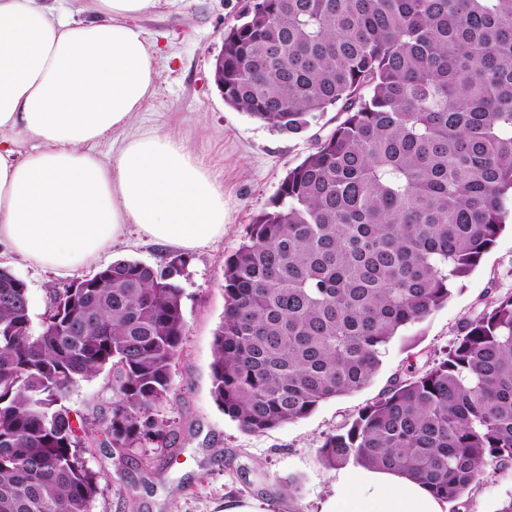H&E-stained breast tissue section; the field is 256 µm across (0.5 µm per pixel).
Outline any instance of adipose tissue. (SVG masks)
<instances>
[{"label": "adipose tissue", "mask_w": 512, "mask_h": 512, "mask_svg": "<svg viewBox=\"0 0 512 512\" xmlns=\"http://www.w3.org/2000/svg\"><path fill=\"white\" fill-rule=\"evenodd\" d=\"M155 0H92L63 21L43 0H0V252L69 278L129 229L192 250L224 235V190L170 132L127 135L152 93L154 58L131 16ZM126 133L115 161L89 151ZM421 483L341 473L319 512H447Z\"/></svg>", "instance_id": "adipose-tissue-1"}]
</instances>
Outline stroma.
Returning <instances> with one entry per match:
<instances>
[{
  "label": "stroma",
  "mask_w": 512,
  "mask_h": 512,
  "mask_svg": "<svg viewBox=\"0 0 512 512\" xmlns=\"http://www.w3.org/2000/svg\"><path fill=\"white\" fill-rule=\"evenodd\" d=\"M241 5L242 0H157L154 9L131 19L143 30L156 67L154 90L134 125L169 131L188 143L224 187L226 221L222 238L188 252L180 281L184 352L173 370L171 398L158 409L178 452L170 457L151 447L135 448L118 461L100 448V435H93L85 455L100 474L93 512H224L225 499L246 495H285L289 512H317L336 489L335 470L325 468L318 456L325 437L378 399L409 365L441 359L460 324L487 299L512 293V231L507 229L447 305L387 345L379 371L362 389L259 434L244 432L224 415L211 395L214 331L224 314V262L256 216L268 209L287 170L312 151L316 136L336 125L330 111L307 130L288 135L225 104L213 80V62ZM171 254L133 234L113 245L105 260L157 266ZM9 266L26 281L32 317L40 319L50 289L61 286V279L29 261L13 259ZM509 498L512 467L490 470L448 512H496Z\"/></svg>",
  "instance_id": "35a3bbf8"
}]
</instances>
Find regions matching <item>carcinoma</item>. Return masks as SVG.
<instances>
[{"label":"carcinoma","mask_w":512,"mask_h":512,"mask_svg":"<svg viewBox=\"0 0 512 512\" xmlns=\"http://www.w3.org/2000/svg\"><path fill=\"white\" fill-rule=\"evenodd\" d=\"M225 104L285 134L336 126L291 167L224 263L214 402L250 434L366 386L403 328L448 303L512 213V0H244L224 32ZM117 260L50 290L0 268V512H91L95 431L123 460L174 455L180 278ZM112 373L102 417L66 405ZM323 465L403 472L449 502L512 466V294L462 322L436 365L396 378Z\"/></svg>","instance_id":"carcinoma-1"}]
</instances>
